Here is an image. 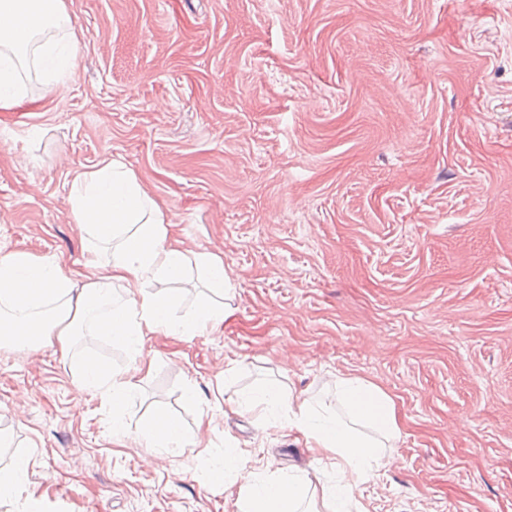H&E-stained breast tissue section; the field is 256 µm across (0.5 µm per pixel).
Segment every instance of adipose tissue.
<instances>
[{"instance_id":"adipose-tissue-1","label":"adipose tissue","mask_w":512,"mask_h":512,"mask_svg":"<svg viewBox=\"0 0 512 512\" xmlns=\"http://www.w3.org/2000/svg\"><path fill=\"white\" fill-rule=\"evenodd\" d=\"M73 21L64 0H0V111L13 112L29 102L25 80L38 74L45 88L60 77H78ZM72 221L84 241L110 247L112 258L101 261L89 251L83 269L65 267L52 256L15 251L0 257V341L15 350L52 347L70 353L79 327L124 343L141 357L144 338L163 332L187 336L223 322L226 304L200 301L187 317L175 316L181 301L177 282L190 266L201 269L209 287L224 290L229 278L223 255L196 253L170 239L171 210L142 186L136 174L117 158L107 157L91 168L74 172L67 197ZM161 291H149L152 282ZM349 414L368 422L373 439L355 434L335 413L309 401L293 403L275 382L263 385L251 410L280 420L281 428L304 435L310 447L338 460L344 475L321 488L325 512H351L362 484L380 466L384 441L399 431L393 398L372 382L347 375L339 379ZM78 388L104 391L112 405V428L135 431L151 444L177 455L189 444L180 420L167 413L129 427L125 411L138 392L136 383L92 359L79 365ZM307 498L300 477L267 475L240 489L239 512H301Z\"/></svg>"}]
</instances>
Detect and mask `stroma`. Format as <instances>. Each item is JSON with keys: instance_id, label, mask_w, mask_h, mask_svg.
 <instances>
[{"instance_id": "obj_1", "label": "stroma", "mask_w": 512, "mask_h": 512, "mask_svg": "<svg viewBox=\"0 0 512 512\" xmlns=\"http://www.w3.org/2000/svg\"><path fill=\"white\" fill-rule=\"evenodd\" d=\"M65 4L78 79L0 112V257L79 268L69 174L121 159L231 284L224 323L147 338L130 417L260 462L221 486L114 434L76 363L133 371L118 341L0 346V463L29 458L41 512H239L251 473L319 495L339 469L242 402L276 380L336 411L346 374L399 416L363 512H512V0Z\"/></svg>"}]
</instances>
